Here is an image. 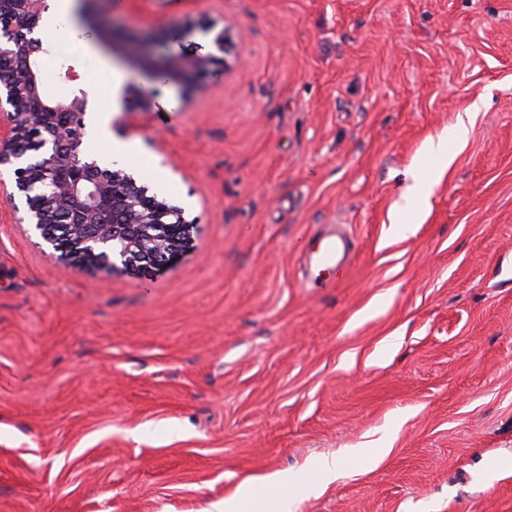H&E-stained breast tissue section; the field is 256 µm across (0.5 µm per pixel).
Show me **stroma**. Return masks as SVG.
<instances>
[{
  "label": "stroma",
  "instance_id": "1",
  "mask_svg": "<svg viewBox=\"0 0 512 512\" xmlns=\"http://www.w3.org/2000/svg\"><path fill=\"white\" fill-rule=\"evenodd\" d=\"M167 53L245 68L115 113L120 164L196 224L159 268L95 276L0 191V512H210L246 480L393 444L296 512H512V0H113ZM88 112L102 68L68 58ZM471 116L442 170L424 142ZM434 181L400 210L413 179ZM359 243L344 284L301 287L317 224Z\"/></svg>",
  "mask_w": 512,
  "mask_h": 512
}]
</instances>
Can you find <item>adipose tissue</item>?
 <instances>
[{
	"mask_svg": "<svg viewBox=\"0 0 512 512\" xmlns=\"http://www.w3.org/2000/svg\"><path fill=\"white\" fill-rule=\"evenodd\" d=\"M384 449L374 448L368 451L352 448L346 458L316 457L305 475L280 471L263 478L252 479L242 485L238 494L225 501L224 512H249L256 504L257 496H271L275 499L276 512H292L293 490L297 482H304L309 491L320 492L328 484L343 477L347 461L373 460L383 457Z\"/></svg>",
	"mask_w": 512,
	"mask_h": 512,
	"instance_id": "ef3b65f1",
	"label": "adipose tissue"
}]
</instances>
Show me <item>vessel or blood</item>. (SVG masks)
<instances>
[{"label":"vessel or blood","mask_w":512,"mask_h":512,"mask_svg":"<svg viewBox=\"0 0 512 512\" xmlns=\"http://www.w3.org/2000/svg\"><path fill=\"white\" fill-rule=\"evenodd\" d=\"M356 256L355 240L346 225H317L307 234L306 247L300 253L306 287L324 293L339 287Z\"/></svg>","instance_id":"1"}]
</instances>
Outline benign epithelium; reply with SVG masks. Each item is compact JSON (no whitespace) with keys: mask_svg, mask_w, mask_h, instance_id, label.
Segmentation results:
<instances>
[{"mask_svg":"<svg viewBox=\"0 0 512 512\" xmlns=\"http://www.w3.org/2000/svg\"><path fill=\"white\" fill-rule=\"evenodd\" d=\"M95 21L86 31L112 42V51L157 78L205 75L215 57L163 55L158 43L121 36L106 24L104 0H92ZM46 0H0V167L12 169L28 223L56 259L86 274H115L178 260L192 239L184 209L114 162L102 166L82 152L88 94L66 100L43 91L41 46L31 37Z\"/></svg>","mask_w":512,"mask_h":512,"instance_id":"1","label":"benign epithelium"}]
</instances>
